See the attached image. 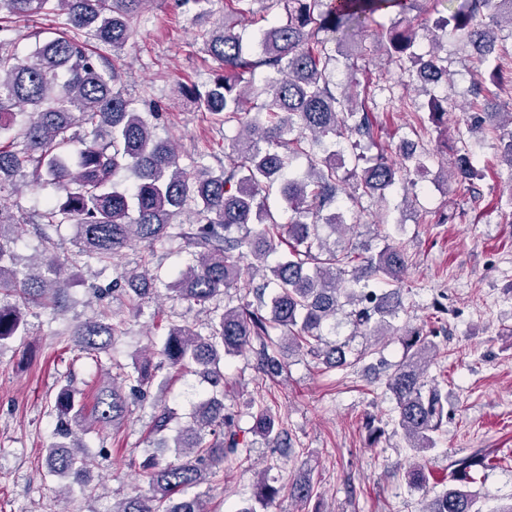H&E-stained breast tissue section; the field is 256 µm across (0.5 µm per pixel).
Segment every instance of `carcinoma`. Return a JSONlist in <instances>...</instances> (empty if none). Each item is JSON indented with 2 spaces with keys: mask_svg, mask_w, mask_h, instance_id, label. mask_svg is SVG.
I'll list each match as a JSON object with an SVG mask.
<instances>
[{
  "mask_svg": "<svg viewBox=\"0 0 512 512\" xmlns=\"http://www.w3.org/2000/svg\"><path fill=\"white\" fill-rule=\"evenodd\" d=\"M149 0H0V13L32 18L62 11L72 34L47 40L26 57L14 48L13 29L0 16V198L14 186L13 178L29 170L32 182L55 186L59 197L38 214L35 231L54 244L49 230L68 219L78 229L75 257L60 258L49 249L28 269L15 266L11 244L24 231L0 203V295L20 303L0 301V346L25 331L24 305L57 308L71 287L70 266L87 256L107 264L138 242L153 246L166 239H183L193 248L191 264L180 270L169 289L201 306L209 319L205 333L173 324L153 362L145 356L130 369L116 362L112 382L99 388L91 411L68 385L53 401L56 441L46 449L49 475H86L84 435L92 427H116L128 412L130 396L146 395L157 370L167 363L200 375L211 387L194 405L190 421L166 435L174 420L167 408L156 409L152 433L155 451L138 470L147 488L120 502L112 512H205L204 499L194 492L209 474L227 462L242 460L245 439L233 415L224 407V357L255 349L259 369L276 376L284 369L281 349L305 350L329 367H344L347 344H330L322 330L350 307L354 333L385 336L397 331L393 321L403 311L401 284L408 257L400 245L387 243L375 254L352 244L326 247L319 227L349 230L341 193L353 179L367 194L385 195L402 177L426 171L425 155L412 147L398 159L380 153L354 157L346 163L336 139L356 135L374 140L373 125L360 113L357 100V59L364 47L351 41L356 30L375 16L394 12L399 19L380 26L377 41L401 74L426 85L423 73L433 67L436 82L448 81L446 59L423 50L422 37L402 16L419 8L421 0H266L282 9L284 18L269 20L244 38L239 30L243 8L254 0H224V21L200 31L206 52L215 63L204 89L181 86L199 109L217 123H236L239 132L224 146L230 163L216 170L198 162L190 172L179 162L174 141L153 132L163 113H145L120 89L115 64L134 36L133 21ZM493 5L492 20L484 8ZM512 29V0H465L439 26L450 28L479 56L493 52L499 41L498 20ZM97 42L112 50V58L88 52ZM345 59L344 70L329 67L335 59L327 45ZM429 119L446 123L448 96H433ZM476 138L487 127L500 130V156L512 170V111L489 112L475 107L464 118ZM365 165H360V161ZM125 170L134 178L120 189L114 178ZM453 176L470 190L483 177L475 154L457 155ZM278 193L285 223L269 205ZM264 282L252 286L250 277ZM151 275L133 270L121 292L129 306H140L150 294ZM246 281L257 303L220 308L214 301L226 288ZM123 321L101 312L73 330L75 345L88 355L109 350L122 333ZM283 333L280 341L272 333ZM398 339L404 356L386 374L385 387L396 402V424L409 447L421 454L436 447L448 418V387L427 379L438 345L424 328H408ZM250 433L288 448V434L265 409L253 416ZM174 449V458L164 455ZM493 459L475 452L452 460L456 485L429 496L423 512H481L476 494L467 487L477 468ZM430 474L418 461L408 471V483L429 493ZM314 487L308 477L295 480L289 495L308 502ZM278 489L257 481L253 499L265 507Z\"/></svg>",
  "mask_w": 512,
  "mask_h": 512,
  "instance_id": "obj_1",
  "label": "carcinoma"
}]
</instances>
